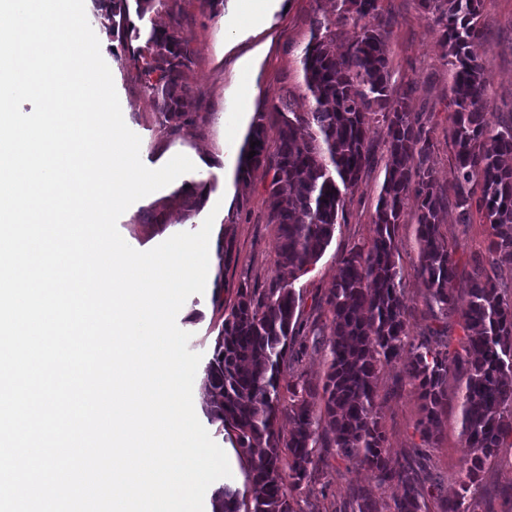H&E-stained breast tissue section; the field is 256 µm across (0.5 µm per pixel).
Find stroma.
Returning a JSON list of instances; mask_svg holds the SVG:
<instances>
[{"label": "stroma", "mask_w": 512, "mask_h": 512, "mask_svg": "<svg viewBox=\"0 0 512 512\" xmlns=\"http://www.w3.org/2000/svg\"><path fill=\"white\" fill-rule=\"evenodd\" d=\"M379 10L391 19L388 55L393 96L411 91L413 111L422 113L434 127L432 163L441 184H449L448 96L451 79L442 57L437 27L415 0H379ZM336 0H269L257 26L239 15L237 0H224L218 15L201 13L198 0H166L148 13L145 21L167 26L173 15L183 18L182 31L189 41L194 63L186 74L199 120L196 125L169 134L159 126L155 103L131 66L123 43L113 39L99 21L95 0H85L86 15L100 41L101 54L110 68L126 125L141 139L140 156L149 168L163 166L174 151L189 149L202 161L200 167L168 186L132 204L119 218L118 230L134 249L147 251L174 234L200 228L214 215L211 233L214 259L203 294L187 299L177 315L178 326L190 332L195 350L209 356L223 321L212 297L220 295L232 305L239 288L264 287L276 262L277 227L268 221L271 201L260 178L248 181L236 175L241 148L258 113L303 85L301 57L310 39L309 21L314 14L334 12ZM480 26L484 33V77L496 112H512V0H482ZM247 98L246 113L237 135L224 129V115ZM373 163L366 169L359 189L346 205V220L320 260L294 283L304 315L318 314V304L332 288L337 263L352 247H368L374 237L371 222L381 190L387 158L382 126L370 131ZM205 189L200 209L184 211L169 200L183 182ZM452 256L458 262L456 298L467 302L466 286L474 257H485L489 225L481 218L460 224L447 211L440 226ZM396 261L403 273L404 303L411 336H419L430 322L424 289L416 275L419 263L414 224L399 225ZM379 417L386 446L393 460L402 462L420 437L414 425L420 417L417 391L402 377L400 365L383 367L378 378ZM466 449L461 438L460 411L455 403L442 409L441 426L431 449L432 464L421 475L425 485H437L443 496L457 487L460 462ZM327 481L313 479V492L304 512H342L355 490L372 495L380 506L392 505L400 489L379 483L372 471L332 458ZM477 512H512V447L499 449L477 492Z\"/></svg>", "instance_id": "obj_1"}]
</instances>
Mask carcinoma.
<instances>
[{
	"instance_id": "obj_1",
	"label": "carcinoma",
	"mask_w": 512,
	"mask_h": 512,
	"mask_svg": "<svg viewBox=\"0 0 512 512\" xmlns=\"http://www.w3.org/2000/svg\"><path fill=\"white\" fill-rule=\"evenodd\" d=\"M161 2L108 0L105 10L112 35L136 42L129 59L156 103L157 122L176 133L198 117L184 82L192 57L181 20L149 30L130 20V7L142 21ZM377 2L336 0L334 14L311 19L303 92L258 113L241 149L238 175L249 180L260 174L274 200L269 221L277 225V265L267 287L239 289L204 368V411L247 461L252 488L247 501L228 485L218 487L212 512H303L295 494L330 457L370 468L381 484H398L402 493L390 512H422L429 498L440 502L442 512H475L482 474L512 438V298L500 281L502 268L512 267V167L504 164L512 156V114L492 118L480 53V0H415L439 27L451 77V197L431 163L433 128L412 111L411 92L392 98L390 23ZM348 25L355 37L339 52L336 31ZM268 121L277 129L271 151ZM374 123L384 129L387 165L372 213V244L340 258L333 288L321 300L328 322L304 319L293 283L330 245L347 196L372 163L368 132ZM411 196L418 207L410 215ZM175 199L192 211L203 196L191 183ZM450 207L458 223H472L477 213L490 227L488 259L473 260L464 308L455 298L458 266L440 233ZM410 219L417 224V275L431 319L417 338L409 334L395 260L397 227ZM454 319L463 337L461 351L451 355L448 326ZM407 346L402 373L422 401L415 424L422 444L432 443L441 425L448 373L459 375L454 399L468 452L460 464L459 490L446 499L419 480L430 461L424 449L417 445L409 460L393 464L385 448L378 374ZM311 347L325 352L323 377L314 381L297 370L283 379L284 369ZM283 420L290 425L286 433ZM352 512L381 510L357 490Z\"/></svg>"
}]
</instances>
